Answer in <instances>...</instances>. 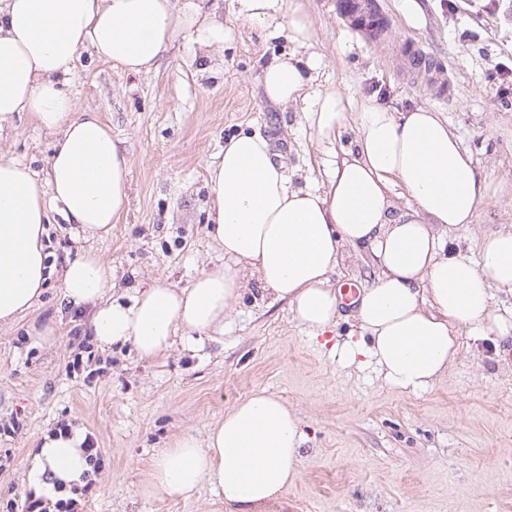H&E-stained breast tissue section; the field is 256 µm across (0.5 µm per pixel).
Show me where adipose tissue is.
<instances>
[{
	"instance_id": "ef3b65f1",
	"label": "adipose tissue",
	"mask_w": 512,
	"mask_h": 512,
	"mask_svg": "<svg viewBox=\"0 0 512 512\" xmlns=\"http://www.w3.org/2000/svg\"><path fill=\"white\" fill-rule=\"evenodd\" d=\"M238 4L244 20L287 28L298 47L310 46L313 23L301 7ZM181 33L203 50L232 35L207 0L181 7L174 0H0V121L28 112L54 137L44 176L0 158V324L27 314L54 277L69 304L92 307L101 349L128 343L139 357L155 358L177 335L223 333L224 311L244 287L235 269L242 262L317 337L336 321L332 277L349 245L369 250L375 280L360 296V339L335 347L347 365L373 366L391 388L418 392L447 374L459 328L512 345V310L490 307L493 290L512 293V228L484 236L475 263L448 247V233L472 223L490 190L471 155L430 109L394 112L371 98L354 107L333 89L316 92L305 113L324 149L322 183L294 185L282 155L258 133L229 138L209 163L208 233L226 265L202 270L186 288L154 280L127 306L112 300V275L93 252L58 270L49 265L52 214L83 239L110 235L130 173L122 141L97 113L77 112L61 75L87 47L126 73H151ZM314 67L294 55L266 66L267 99L285 106L305 97ZM351 125L355 147L338 155L336 141ZM396 181L412 206L394 204ZM83 440L78 432L44 436L30 460L34 492L47 472L68 486L80 482ZM304 441L300 417L279 396L260 392L227 410L205 442L178 439L138 492L189 498L206 482L226 512H272L299 476Z\"/></svg>"
}]
</instances>
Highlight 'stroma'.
<instances>
[{
  "label": "stroma",
  "mask_w": 512,
  "mask_h": 512,
  "mask_svg": "<svg viewBox=\"0 0 512 512\" xmlns=\"http://www.w3.org/2000/svg\"><path fill=\"white\" fill-rule=\"evenodd\" d=\"M422 27L400 0H374L380 29L358 25L343 0H301L313 21L311 90L335 89L399 110L439 112L489 184L472 224L449 235L453 252L476 257L482 237L512 227V0H418ZM232 39L202 53L177 37L150 74L134 77L82 51L68 89L79 110L111 126L130 157L128 202L93 252L112 273V296L131 304L156 278L189 286L224 263L207 233L206 164L240 132L270 138L294 184L319 180L321 148L300 99L269 103L260 75L295 45L285 33L238 16L215 0ZM53 137L30 113L0 122V157L44 171ZM365 250L343 246L336 289L369 287ZM243 295L224 333L142 359L132 345L104 350L88 335L91 307L67 303L56 280L34 311L0 327V512H17L28 461L57 421L93 435L104 450L85 512H225L210 487L190 499L136 495L153 459L179 436L204 438L235 402L266 390L303 422L300 477L274 512H512V355L493 338L459 332L447 376L420 393L389 388L373 368L345 367L330 348L357 323L339 310L313 339L285 301L261 292L240 266ZM49 326L48 338L30 325ZM89 357L74 372V356Z\"/></svg>",
  "instance_id": "1"
}]
</instances>
